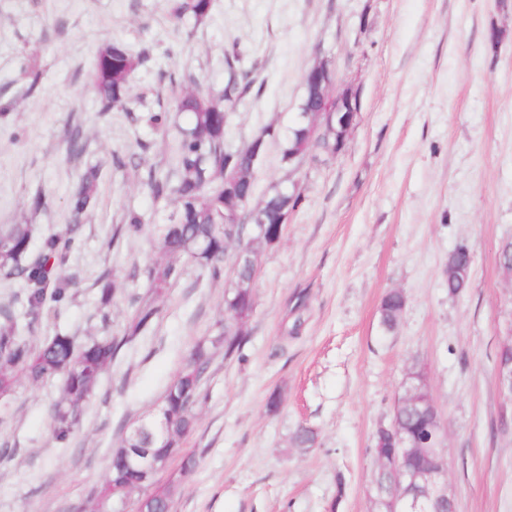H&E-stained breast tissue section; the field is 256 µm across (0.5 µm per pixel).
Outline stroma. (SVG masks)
<instances>
[{"mask_svg":"<svg viewBox=\"0 0 512 512\" xmlns=\"http://www.w3.org/2000/svg\"><path fill=\"white\" fill-rule=\"evenodd\" d=\"M211 4L206 18L179 21L167 0H0V225L65 230L70 192L99 170L64 269L75 297L35 335L121 334L147 291L143 271L163 259L157 229L172 207L146 182L151 169L168 170L174 144L150 115L185 124L172 109L180 89L217 92L230 73L247 78L224 141L239 149L275 129L254 173L259 201L286 175L281 137L304 75L328 58L337 87L359 97L356 125L337 157L306 158L294 175L304 202L258 255L242 358L216 355L208 370L197 425L182 440L198 465L172 512H371L375 434L414 364L441 415L457 512H512V402L496 379L512 334V277L495 261L512 241V0ZM109 43L144 62L129 76L126 109L104 113L90 76ZM69 129L82 134L74 152ZM130 210L142 233L113 235ZM460 247L472 258L470 285L452 296L445 263ZM225 263L216 281L185 269L149 332L102 374L68 443L50 432L57 381L0 401V445L11 450L0 457V512L86 504L131 423L223 321L233 257ZM391 290L406 306L387 333L380 304ZM302 425L316 430L315 447H294Z\"/></svg>","mask_w":512,"mask_h":512,"instance_id":"35a3bbf8","label":"stroma"}]
</instances>
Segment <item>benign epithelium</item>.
Instances as JSON below:
<instances>
[{
	"label": "benign epithelium",
	"instance_id": "benign-epithelium-1",
	"mask_svg": "<svg viewBox=\"0 0 512 512\" xmlns=\"http://www.w3.org/2000/svg\"><path fill=\"white\" fill-rule=\"evenodd\" d=\"M304 85L320 93L313 111H330L338 125L347 132L351 130L356 112L359 111L358 98L348 88H335L334 71L328 59L318 60L307 71ZM497 377L502 394L512 399V339L501 346ZM416 379L424 380L423 370L407 374L403 399L426 402V411L433 415L431 432L427 439L412 442L403 437V426L397 421L379 427L380 443H387L389 447L380 449L376 465L380 470L390 472L393 481L385 496L375 497L376 512H416L423 499L444 504L448 512H456L455 499L448 487L447 461L439 451L442 441L441 418L428 391L421 390V386L414 383ZM407 456L416 460V465L411 469L402 464ZM180 457L182 448L174 444L165 458L157 456L151 448H134L126 456V461L141 475L143 482L151 483L168 468L172 460Z\"/></svg>",
	"mask_w": 512,
	"mask_h": 512
}]
</instances>
